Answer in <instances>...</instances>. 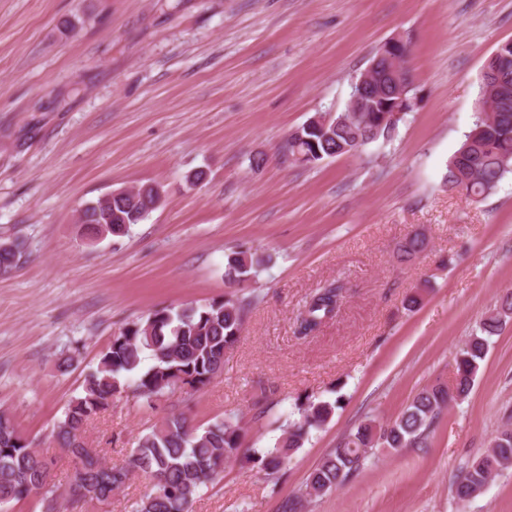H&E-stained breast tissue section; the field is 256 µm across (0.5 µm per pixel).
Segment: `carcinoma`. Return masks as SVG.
Wrapping results in <instances>:
<instances>
[{
	"label": "carcinoma",
	"instance_id": "cac0c4a2",
	"mask_svg": "<svg viewBox=\"0 0 512 512\" xmlns=\"http://www.w3.org/2000/svg\"><path fill=\"white\" fill-rule=\"evenodd\" d=\"M502 53L490 59L481 82V97L493 102L464 135L448 162L444 176L450 190H464L480 201L493 193L512 173V44H501ZM381 92L369 100L366 112H341L327 117L318 113L288 138V156L300 165L353 154L379 140L389 141L397 133L384 108L409 100L410 91L397 88L386 68L378 71ZM155 184H143L132 192L107 194L88 203L79 223L88 239L107 233L126 236L131 226L144 221L157 208ZM426 248L418 234L398 245L400 261L414 259ZM24 256V244L15 239L0 241V276L10 274ZM265 258L242 245L226 255L224 278L243 286L251 280ZM258 297L233 291L224 299L204 305L163 306L146 319L124 327L112 338L97 366L88 371L81 392L67 404L55 427L58 445L79 460L73 480L79 483L86 502L101 503L136 479L144 490L132 503L131 512H192L204 488L224 471V464L238 458L241 428L233 414L205 425H195L181 412L169 409L161 420L141 434L125 465H109L89 454L82 434L87 426L129 389L154 409L183 389L197 391L224 371V355L237 341L247 316ZM343 286L329 282L306 300L298 317V333L316 332L339 311ZM512 320V293L480 323L459 350L455 379L450 386L439 384L418 392L402 412L385 425L373 420L359 423L320 460L306 480L300 497L288 501L284 512H297L303 502L333 492L357 472L375 448L397 451L424 448L433 428L448 405L458 404L470 393L492 337ZM153 364L143 366V354ZM335 404L306 398L298 406L299 418L291 422L274 446L256 457L266 475L277 476L294 452L309 440L331 416ZM53 462L17 429L13 417L0 410V507L33 495L42 501L59 498L53 482ZM512 468V427L504 423L489 448L473 456L460 471L453 493L468 502L483 493L495 475Z\"/></svg>",
	"mask_w": 512,
	"mask_h": 512
}]
</instances>
